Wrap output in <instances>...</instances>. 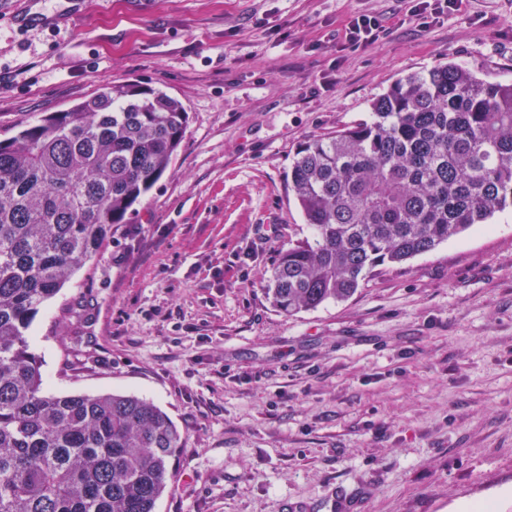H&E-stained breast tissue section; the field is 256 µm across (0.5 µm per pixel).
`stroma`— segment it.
<instances>
[{"mask_svg": "<svg viewBox=\"0 0 512 512\" xmlns=\"http://www.w3.org/2000/svg\"><path fill=\"white\" fill-rule=\"evenodd\" d=\"M42 0L0 20V139L136 83L189 114L169 170L28 330L57 391L153 401L183 437L155 512H455L512 490V210L287 314L265 285L309 238L301 144L366 119L400 76L512 81V0ZM389 32L338 46L349 16ZM413 5L406 14V20L419 28L448 19V13L455 10L457 0H411Z\"/></svg>", "mask_w": 512, "mask_h": 512, "instance_id": "obj_1", "label": "stroma"}]
</instances>
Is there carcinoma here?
Wrapping results in <instances>:
<instances>
[{"label": "carcinoma", "instance_id": "1", "mask_svg": "<svg viewBox=\"0 0 512 512\" xmlns=\"http://www.w3.org/2000/svg\"><path fill=\"white\" fill-rule=\"evenodd\" d=\"M369 118L304 143L288 183L313 230L266 291L288 314L350 298L380 267L512 209V82L437 64L394 81ZM184 104L137 84L0 139V512H154L182 435L133 394L61 393L26 332L161 179Z\"/></svg>", "mask_w": 512, "mask_h": 512}]
</instances>
